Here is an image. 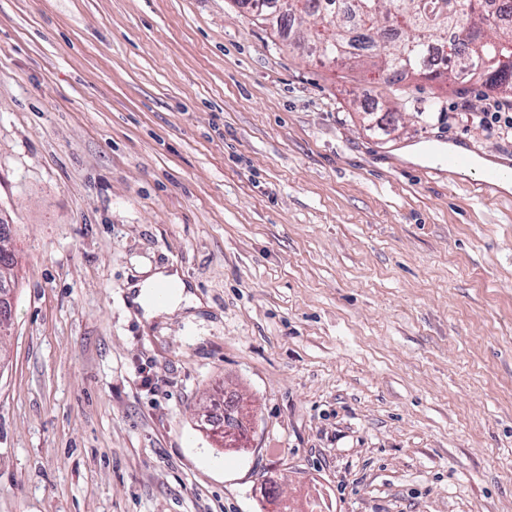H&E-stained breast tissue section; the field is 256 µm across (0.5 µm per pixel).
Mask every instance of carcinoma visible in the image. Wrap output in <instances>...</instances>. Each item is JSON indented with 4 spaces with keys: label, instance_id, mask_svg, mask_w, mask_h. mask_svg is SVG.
I'll return each instance as SVG.
<instances>
[{
    "label": "carcinoma",
    "instance_id": "cac0c4a2",
    "mask_svg": "<svg viewBox=\"0 0 512 512\" xmlns=\"http://www.w3.org/2000/svg\"><path fill=\"white\" fill-rule=\"evenodd\" d=\"M433 0H233L257 19H273L280 29L299 21L298 38L307 41L322 63L348 64L369 51L374 68L396 70L431 82L471 81L512 95V26L490 22L470 0H442V12L428 9ZM451 39L449 53L436 64L428 45ZM476 42L480 53L467 57L463 46Z\"/></svg>",
    "mask_w": 512,
    "mask_h": 512
}]
</instances>
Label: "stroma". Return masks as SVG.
Masks as SVG:
<instances>
[{
  "label": "stroma",
  "instance_id": "stroma-1",
  "mask_svg": "<svg viewBox=\"0 0 512 512\" xmlns=\"http://www.w3.org/2000/svg\"><path fill=\"white\" fill-rule=\"evenodd\" d=\"M496 98L231 0H0V512H512V193L408 157L512 166ZM494 112L486 110L484 112H478L475 114L473 120L480 126L484 127H496L498 130H512V113L501 112L498 104H494ZM168 286H174V290L169 293L167 304L161 307L149 306V297L152 293L158 288H166ZM134 288L138 289V291L135 293L133 302L141 306L148 314L177 308H195L199 306V302L193 294L187 291V285L181 281L177 273H153L143 282L138 283Z\"/></svg>",
  "mask_w": 512,
  "mask_h": 512
}]
</instances>
